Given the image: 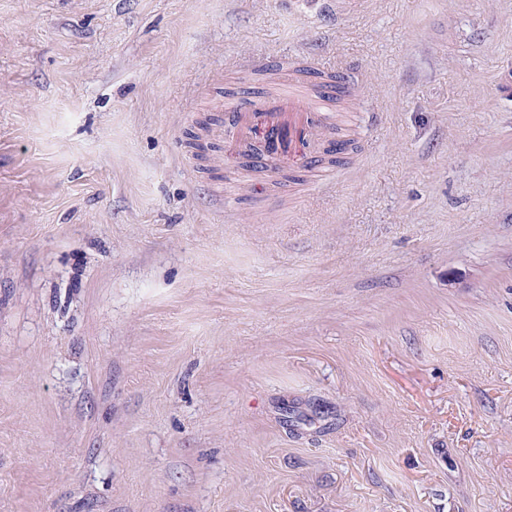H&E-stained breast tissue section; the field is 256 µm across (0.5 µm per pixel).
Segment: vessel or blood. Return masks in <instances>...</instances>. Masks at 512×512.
Returning <instances> with one entry per match:
<instances>
[{"label":"vessel or blood","instance_id":"b4317fda","mask_svg":"<svg viewBox=\"0 0 512 512\" xmlns=\"http://www.w3.org/2000/svg\"><path fill=\"white\" fill-rule=\"evenodd\" d=\"M349 84L336 73L323 75L317 84L291 78L281 80L268 95L240 87L224 106L228 133L224 145L231 153L257 148L266 169L274 165L316 170L319 135L334 123V99L348 94Z\"/></svg>","mask_w":512,"mask_h":512}]
</instances>
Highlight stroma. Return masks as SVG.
Returning <instances> with one entry per match:
<instances>
[{
	"instance_id": "obj_1",
	"label": "stroma",
	"mask_w": 512,
	"mask_h": 512,
	"mask_svg": "<svg viewBox=\"0 0 512 512\" xmlns=\"http://www.w3.org/2000/svg\"><path fill=\"white\" fill-rule=\"evenodd\" d=\"M292 56L355 150L225 207ZM0 512H512V0H0Z\"/></svg>"
}]
</instances>
